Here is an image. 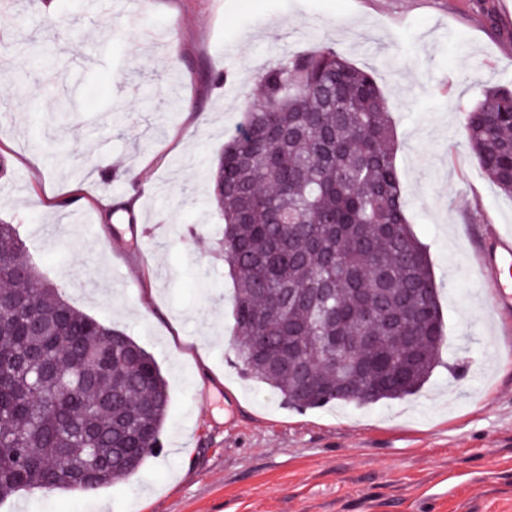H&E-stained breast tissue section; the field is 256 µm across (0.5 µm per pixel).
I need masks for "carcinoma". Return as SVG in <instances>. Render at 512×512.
Returning a JSON list of instances; mask_svg holds the SVG:
<instances>
[{"instance_id":"1","label":"carcinoma","mask_w":512,"mask_h":512,"mask_svg":"<svg viewBox=\"0 0 512 512\" xmlns=\"http://www.w3.org/2000/svg\"><path fill=\"white\" fill-rule=\"evenodd\" d=\"M240 109L209 174L242 371L298 410L418 391L439 365L444 317L374 74L329 47L287 54ZM462 112L484 172L512 195V89L490 88ZM0 304L12 310L0 322V499L71 491L83 475L91 493L135 473L170 404L152 355L43 282L2 221ZM322 311L336 314L359 369L327 362ZM290 346L309 364L303 381L288 367Z\"/></svg>"}]
</instances>
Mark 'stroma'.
Wrapping results in <instances>:
<instances>
[{"label": "stroma", "mask_w": 512, "mask_h": 512, "mask_svg": "<svg viewBox=\"0 0 512 512\" xmlns=\"http://www.w3.org/2000/svg\"><path fill=\"white\" fill-rule=\"evenodd\" d=\"M492 2L490 18L482 0H110L97 14L14 0L0 26V219L45 280L153 355L171 394L162 439L181 450L90 494L17 493L0 512H512V314L492 315L472 270L491 228L512 227V196L469 149L461 112L512 82V0ZM318 44L372 70L392 103L447 339L415 395L297 411L236 363L206 169L258 74ZM143 233L146 253L132 245Z\"/></svg>", "instance_id": "1"}]
</instances>
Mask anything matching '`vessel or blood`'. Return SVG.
<instances>
[{
	"instance_id": "1",
	"label": "vessel or blood",
	"mask_w": 512,
	"mask_h": 512,
	"mask_svg": "<svg viewBox=\"0 0 512 512\" xmlns=\"http://www.w3.org/2000/svg\"><path fill=\"white\" fill-rule=\"evenodd\" d=\"M480 273L491 292L493 312H511L512 231L493 230L481 251Z\"/></svg>"
}]
</instances>
